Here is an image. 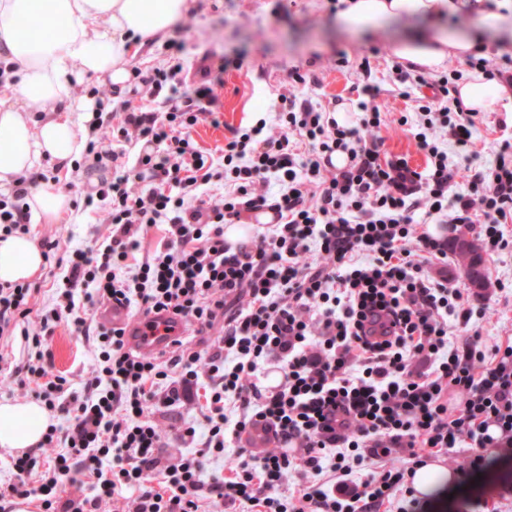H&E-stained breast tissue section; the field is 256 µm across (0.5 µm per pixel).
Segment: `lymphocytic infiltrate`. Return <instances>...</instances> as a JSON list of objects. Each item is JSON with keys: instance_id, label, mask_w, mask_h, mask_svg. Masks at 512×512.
Returning a JSON list of instances; mask_svg holds the SVG:
<instances>
[{"instance_id": "f902f5d3", "label": "lymphocytic infiltrate", "mask_w": 512, "mask_h": 512, "mask_svg": "<svg viewBox=\"0 0 512 512\" xmlns=\"http://www.w3.org/2000/svg\"><path fill=\"white\" fill-rule=\"evenodd\" d=\"M231 63L203 65L186 90L172 67L134 69L121 99L93 88L97 104L116 103L88 125L96 165L133 142L146 149L86 194L109 233L59 258L48 304L35 284H0V374L26 376L54 417L36 447L11 457L1 502L36 496L43 512H429L407 484L427 453L474 449L460 489L512 462V342L483 346L487 309L448 276V241L427 230L461 226L489 253L512 248V142L470 174L468 193L455 192L459 168L429 133L469 146L477 114L457 95L463 74L430 82L400 69L399 82L433 90L415 102L424 171L389 157L368 84L355 123L287 96L273 121L207 152L191 132L214 117L211 75ZM46 178L19 175L0 195V234L29 233V189ZM265 209L277 223L225 241V225ZM160 224V248L129 265ZM104 305L217 337L203 352L174 339L162 360L133 350L125 328L94 325ZM61 323L94 337V369L78 390L54 373L44 343ZM17 335L33 347L18 366L8 352ZM157 407L176 408L169 425ZM174 443L179 454L164 455ZM229 447L237 466L208 471ZM397 452L402 464L389 465ZM327 470L333 482L317 483ZM293 473L302 484L288 496Z\"/></svg>"}]
</instances>
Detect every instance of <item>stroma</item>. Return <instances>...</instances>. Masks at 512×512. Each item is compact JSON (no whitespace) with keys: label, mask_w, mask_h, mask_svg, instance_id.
<instances>
[{"label":"stroma","mask_w":512,"mask_h":512,"mask_svg":"<svg viewBox=\"0 0 512 512\" xmlns=\"http://www.w3.org/2000/svg\"><path fill=\"white\" fill-rule=\"evenodd\" d=\"M337 10L338 0H193L186 28L172 32L186 43L184 65L197 68L206 52L243 60L242 67L225 70L224 83L217 89L221 107L216 121H204L193 131L198 145L215 149L224 145L233 129L272 118L281 109L282 94L291 89L315 107L353 111L359 100L356 88L365 81L355 64L366 58L371 66L366 81L378 88L377 101L386 115L380 134L389 156L406 158L411 169L423 171L427 158L415 139L412 104L423 90L404 87L393 72L392 44L405 32V22L392 21L377 31L349 32L337 25ZM337 48L346 52L348 64H337L333 55ZM511 136L512 112H486L476 118L468 152H458L445 139L439 145L450 161L474 171L492 166L502 140ZM103 175L92 160H84L72 188L76 209L61 223L32 225V234L76 245L108 235L107 225L96 223L91 211L82 207L85 195ZM481 260L487 277L504 285L490 301L482 323V342L489 346L512 339V252L485 254ZM47 342L56 371L79 382L93 363L91 341L60 324ZM508 483L512 484V465L436 502L433 512H512V493L504 490Z\"/></svg>","instance_id":"1"}]
</instances>
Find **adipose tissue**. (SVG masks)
Instances as JSON below:
<instances>
[{"label":"adipose tissue","mask_w":512,"mask_h":512,"mask_svg":"<svg viewBox=\"0 0 512 512\" xmlns=\"http://www.w3.org/2000/svg\"><path fill=\"white\" fill-rule=\"evenodd\" d=\"M466 0H340L336 21L356 32L394 20H426L392 47L409 69L441 71L480 54L486 34L512 40V0L500 10L481 12L468 30H451L446 19L463 14ZM191 9L190 0H0V72L17 78L16 99L0 100V193L11 194L15 177L35 171L43 160L73 166L85 144L75 133L74 113L93 112V96L73 97L85 76L128 79L126 61L139 40L163 37ZM34 20L28 30L26 20ZM464 105L480 112L512 108V85L481 77L460 84ZM28 202L36 224H56L72 208L70 187L44 182ZM45 257L34 239L13 234L0 239V283H23L40 272ZM50 422L39 403L0 402V447L39 444Z\"/></svg>","instance_id":"adipose-tissue-1"}]
</instances>
